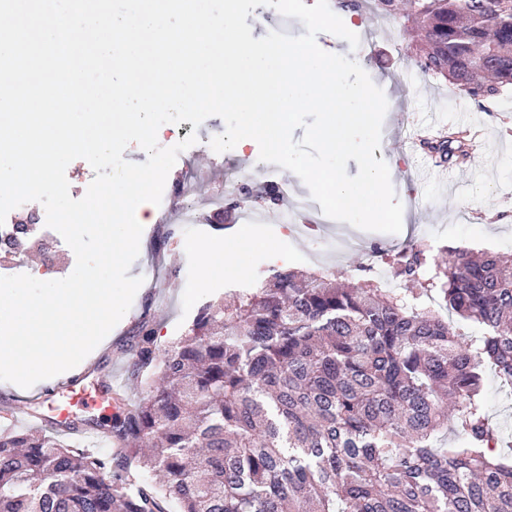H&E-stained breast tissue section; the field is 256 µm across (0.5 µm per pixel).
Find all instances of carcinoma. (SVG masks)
Wrapping results in <instances>:
<instances>
[{
  "label": "carcinoma",
  "instance_id": "obj_1",
  "mask_svg": "<svg viewBox=\"0 0 512 512\" xmlns=\"http://www.w3.org/2000/svg\"><path fill=\"white\" fill-rule=\"evenodd\" d=\"M403 1L423 70L483 99L512 85V0L376 7ZM25 241L48 250L15 230L0 266ZM444 253L394 252L403 293L271 267L163 349L142 324L146 375L107 425L115 451L0 434V512H512V446L484 404L486 368L512 388V253ZM433 294L451 317L425 305ZM472 325L482 336L460 333Z\"/></svg>",
  "mask_w": 512,
  "mask_h": 512
}]
</instances>
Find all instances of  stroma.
I'll return each instance as SVG.
<instances>
[{"mask_svg":"<svg viewBox=\"0 0 512 512\" xmlns=\"http://www.w3.org/2000/svg\"><path fill=\"white\" fill-rule=\"evenodd\" d=\"M358 2V20L363 25L358 34L359 47H351L330 33L318 34L317 43L325 51H338L355 60L385 94L388 109L374 156L392 168L391 183L403 206L401 232L359 231L361 247L338 254L321 250L320 241L345 230V223L322 224L304 235L284 233V212L312 217L319 205L300 178L281 168L275 175L288 185V198L282 203L269 201L270 185L266 180L245 178L233 196L234 207L224 208L209 223L190 227L171 218L167 221L171 230L167 236L159 225H144V247L129 270L130 276L142 277L143 283L124 322L112 329L107 347L92 351L75 367V374L85 377V391L78 396L60 393L48 399L45 389L61 384V377L39 381L27 389L0 381V432L11 431L17 406H28L49 418L63 409L83 431L77 444L94 437L99 441L98 452L107 453L108 443L99 439L100 424L119 410L116 391H123L131 400L139 396L132 371L140 322L150 319L158 345L167 346L185 335L204 303L230 298L276 263L305 272L329 271L346 278L353 277L359 264L366 263L374 275L393 288L397 282L387 276V254L411 240L426 241L436 250L446 245L474 251L512 250V222L497 223L489 217L498 206L512 205V88H503L494 99L480 102L448 79L423 72L416 64L420 48L415 20L400 13H381L374 0ZM437 119L447 121L451 135L478 126L479 150L445 163L430 156L423 142L429 125ZM181 127L184 133H196L198 141L179 155L167 176L164 191L171 194L172 205H181V198L174 192L190 182L200 184L194 198L198 206H206L208 198L223 185L225 170L246 173L259 161L255 144L241 156L229 150H212L210 139L225 130L220 117H209L197 127L185 121ZM246 208L269 214L268 219L250 227L260 244L244 257L247 275L226 276L202 286L205 253L198 249V242L223 247L225 234L241 224ZM51 244L48 253L32 250L22 254L19 261L23 268L40 271L45 280L67 277L75 267V255L62 237L52 238ZM152 269L157 272L153 278L148 275Z\"/></svg>","mask_w":512,"mask_h":512,"instance_id":"35a3bbf8","label":"stroma"}]
</instances>
